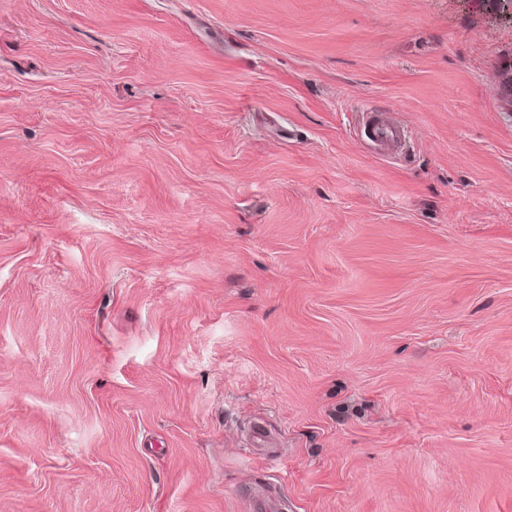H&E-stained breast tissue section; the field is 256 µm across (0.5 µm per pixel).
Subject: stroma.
Returning a JSON list of instances; mask_svg holds the SVG:
<instances>
[{"instance_id": "stroma-1", "label": "stroma", "mask_w": 512, "mask_h": 512, "mask_svg": "<svg viewBox=\"0 0 512 512\" xmlns=\"http://www.w3.org/2000/svg\"><path fill=\"white\" fill-rule=\"evenodd\" d=\"M258 496L512 512V0H0V512ZM371 141L380 148L395 154L404 151L407 142V132L396 120L394 112H370L364 123Z\"/></svg>"}]
</instances>
